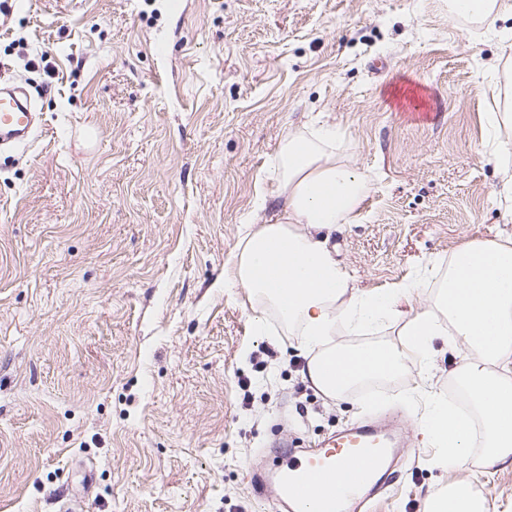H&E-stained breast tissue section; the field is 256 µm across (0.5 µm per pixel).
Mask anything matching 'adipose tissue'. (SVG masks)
Wrapping results in <instances>:
<instances>
[{
	"label": "adipose tissue",
	"instance_id": "1",
	"mask_svg": "<svg viewBox=\"0 0 512 512\" xmlns=\"http://www.w3.org/2000/svg\"><path fill=\"white\" fill-rule=\"evenodd\" d=\"M452 15L473 16L501 40L512 38V0H453ZM336 131L322 127L288 131L274 156L276 176L262 186L278 201L274 216H253L224 267V285L241 288L260 313L276 314L298 337L306 378L336 403L371 379H391L408 365L429 373L434 343L457 350L455 382L468 399L464 413L432 389L413 391L422 400L426 443L437 448L435 464L459 477L430 493L424 512H491L487 498L463 472L474 431L483 433L485 466L512 469V238L472 244L449 261L428 303L420 292L434 271L423 268L393 288L361 290L336 259L330 234L356 220L369 179L338 158ZM395 328L393 341L339 347L338 331Z\"/></svg>",
	"mask_w": 512,
	"mask_h": 512
}]
</instances>
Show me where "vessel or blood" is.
Segmentation results:
<instances>
[{"mask_svg": "<svg viewBox=\"0 0 512 512\" xmlns=\"http://www.w3.org/2000/svg\"><path fill=\"white\" fill-rule=\"evenodd\" d=\"M37 134L29 98L0 85V147L28 148ZM398 445L392 430L366 418L303 456L282 452L255 491L274 493L284 512H357L391 482Z\"/></svg>", "mask_w": 512, "mask_h": 512, "instance_id": "1", "label": "vessel or blood"}]
</instances>
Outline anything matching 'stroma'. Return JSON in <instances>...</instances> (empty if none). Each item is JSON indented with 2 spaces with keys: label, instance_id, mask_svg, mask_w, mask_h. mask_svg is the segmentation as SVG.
Masks as SVG:
<instances>
[{
  "label": "stroma",
  "instance_id": "1",
  "mask_svg": "<svg viewBox=\"0 0 512 512\" xmlns=\"http://www.w3.org/2000/svg\"><path fill=\"white\" fill-rule=\"evenodd\" d=\"M505 45L448 0H7L0 81L42 130L0 152V512H281L274 443L398 415L410 441L371 512H423L449 475L417 368L331 404L224 265L284 134L329 122L371 176L331 235L361 289L512 236L478 86ZM467 477L512 512V470Z\"/></svg>",
  "mask_w": 512,
  "mask_h": 512
}]
</instances>
